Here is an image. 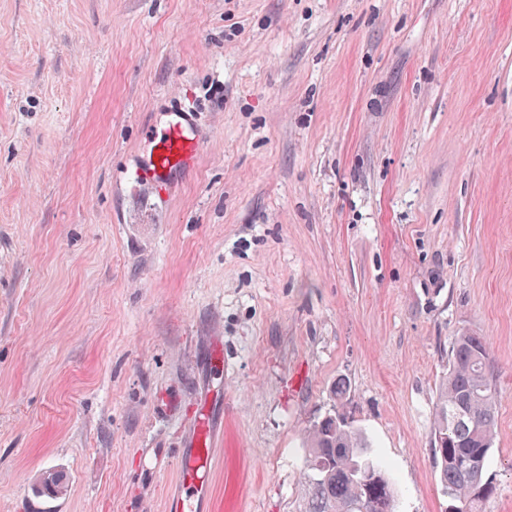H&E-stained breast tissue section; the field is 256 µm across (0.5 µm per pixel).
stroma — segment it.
Returning a JSON list of instances; mask_svg holds the SVG:
<instances>
[{
  "instance_id": "obj_1",
  "label": "stroma",
  "mask_w": 512,
  "mask_h": 512,
  "mask_svg": "<svg viewBox=\"0 0 512 512\" xmlns=\"http://www.w3.org/2000/svg\"><path fill=\"white\" fill-rule=\"evenodd\" d=\"M174 111L205 146L163 199L134 170ZM464 330L512 512V0H0V512H163L206 399L214 512H303L335 414L398 512H448Z\"/></svg>"
}]
</instances>
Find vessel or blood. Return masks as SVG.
<instances>
[{"label": "vessel or blood", "mask_w": 512, "mask_h": 512, "mask_svg": "<svg viewBox=\"0 0 512 512\" xmlns=\"http://www.w3.org/2000/svg\"><path fill=\"white\" fill-rule=\"evenodd\" d=\"M147 142L135 175L152 182L161 193L174 175L195 165L201 148L194 119L186 112L169 113L162 125L151 130ZM221 429L210 402H203L185 427L187 446L179 457L176 481L164 494V512H210L212 444Z\"/></svg>", "instance_id": "obj_1"}]
</instances>
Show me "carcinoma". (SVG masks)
Instances as JSON below:
<instances>
[{
    "instance_id": "cac0c4a2",
    "label": "carcinoma",
    "mask_w": 512,
    "mask_h": 512,
    "mask_svg": "<svg viewBox=\"0 0 512 512\" xmlns=\"http://www.w3.org/2000/svg\"><path fill=\"white\" fill-rule=\"evenodd\" d=\"M496 386L483 337H454L448 373L434 411L435 466L450 512H483L496 487L485 478L495 432ZM306 512H397L396 491L386 470L368 456L363 435L342 416L314 422L305 435ZM49 497L66 492L63 475L47 472Z\"/></svg>"
}]
</instances>
